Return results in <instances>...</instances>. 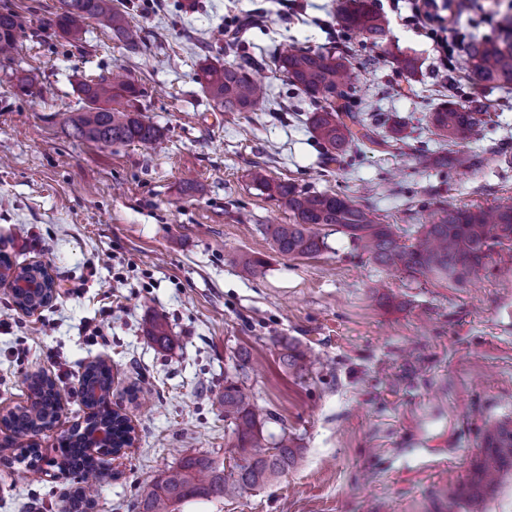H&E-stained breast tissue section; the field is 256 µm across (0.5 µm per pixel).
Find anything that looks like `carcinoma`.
<instances>
[{"label":"carcinoma","mask_w":512,"mask_h":512,"mask_svg":"<svg viewBox=\"0 0 512 512\" xmlns=\"http://www.w3.org/2000/svg\"><path fill=\"white\" fill-rule=\"evenodd\" d=\"M114 0H59L55 26L70 42L82 38L86 21L94 20L110 30L112 40L136 53L141 47V29L130 24L116 9ZM341 27L373 43L386 39V20L371 0H341ZM20 29L17 15L0 12V61L11 59ZM500 40H475L469 49L468 65L475 79L490 87L512 86V21L505 24ZM284 80L303 91L315 103L311 127L324 151L325 160L336 161L359 139L358 113L350 110V62L341 53L324 48L285 46L274 59ZM256 63L244 57L222 66L206 63L198 80L211 101L226 112H253L268 100L267 89L251 75ZM83 106L69 117L73 137L112 146L140 143L148 146L160 137L159 128L141 113L143 91L130 78L98 76L81 83ZM432 125L450 141L475 136L482 124L481 112L472 104L455 100L443 102L431 116ZM454 167L472 172L483 159L457 152ZM256 189L288 206L294 223L272 224L268 231L277 251L284 256L314 255L325 247L322 228L335 226L378 264L410 277H431L437 281L463 283L489 267L495 247L512 243V202L490 209L477 207L436 208L418 230L416 242L401 241L392 225L380 224L372 213L339 195L310 192L295 184L270 177L262 167L252 173ZM282 363L300 374L308 371L307 351L280 341ZM30 404L5 416L4 423L18 443L22 460L31 468L40 460L34 437L50 425L60 409L56 382L43 374L27 377ZM81 402L94 409L88 420L91 430L108 435L109 447L119 448L133 440L128 418L110 403L112 371L104 362L86 366L82 374ZM224 421L230 435L224 441V455L233 460L229 470L219 468L207 456H184L153 482L138 501V512H175V505L195 498L237 497L247 490L288 472L296 454L293 441L283 434L273 445L266 443L263 422L255 412L251 395L239 376L224 378ZM485 448L469 488L479 492L492 488L512 471V421L488 422L482 432ZM60 469L77 478L72 504H90L104 480L100 465L87 453L84 434L73 431L58 443Z\"/></svg>","instance_id":"cac0c4a2"}]
</instances>
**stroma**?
<instances>
[{"label": "stroma", "mask_w": 512, "mask_h": 512, "mask_svg": "<svg viewBox=\"0 0 512 512\" xmlns=\"http://www.w3.org/2000/svg\"><path fill=\"white\" fill-rule=\"evenodd\" d=\"M297 2L292 11L287 0H122L141 29L132 54L92 21L68 43L51 24L58 0H0L21 23L18 54L0 63V252L44 266L58 288L26 313L0 285V412L27 404L29 374L105 361L112 405L135 441L121 460L98 454L106 477L92 512H137L146 480L180 455L224 463L220 397L243 353L264 435L293 438L296 462L242 496L191 499L176 512H512V475L480 499L455 494L482 453L484 423L512 420V248L461 284L387 270L333 227L318 255L284 256L267 227L292 214L251 180L260 166L300 189L347 196L413 242L438 203L512 199V87L444 69L429 35L394 14L377 45L338 25L336 0ZM248 17L259 24L240 48L259 61L268 102L223 112L196 75L203 62L234 60L223 32ZM510 17L512 0H468L454 21L468 39L495 40ZM287 44L351 60L354 109L372 138L336 162H325L310 128L312 103L272 63ZM401 54L414 58L413 73L391 63ZM118 68L145 91L143 114L162 134L153 145L101 147L69 133L80 83ZM14 69L51 96L12 86ZM452 97L483 109L472 138L448 141L430 122ZM456 151L483 167L440 166ZM240 255L262 259L263 275L234 264ZM155 320L171 344L149 336ZM99 324L105 337L92 334ZM282 338L318 354L308 373L281 365ZM60 406L28 478H18L0 427V512L68 507L74 479L56 466L57 442L87 409L67 388Z\"/></svg>", "instance_id": "obj_1"}]
</instances>
